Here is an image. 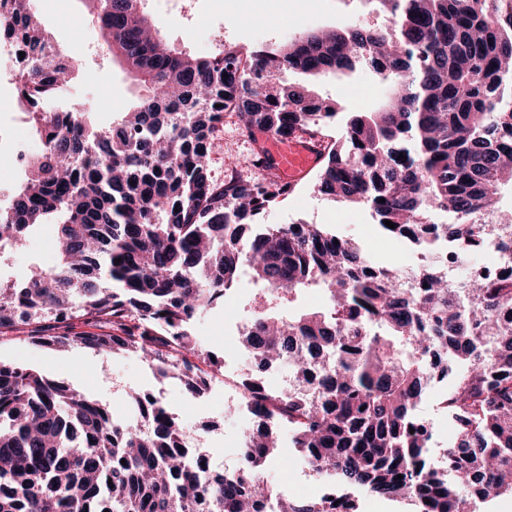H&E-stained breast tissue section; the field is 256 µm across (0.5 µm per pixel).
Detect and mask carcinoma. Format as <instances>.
Listing matches in <instances>:
<instances>
[{"label":"carcinoma","instance_id":"1","mask_svg":"<svg viewBox=\"0 0 512 512\" xmlns=\"http://www.w3.org/2000/svg\"><path fill=\"white\" fill-rule=\"evenodd\" d=\"M21 2L0 0V10L21 14L41 48L19 90L42 148L0 207V255L42 224L56 225L59 250L50 270L0 278V338L24 331L45 348L135 352L200 398L207 368L224 359L202 348L191 322L245 268L264 292L242 333L259 424L237 467L217 471L186 448L157 396L130 393L133 415L118 418L63 381L0 363V512H334L326 497L292 500L265 480L287 463L285 433L309 472L346 498L358 488L416 512H474L471 490L512 495V279L449 287L433 249L459 259L477 253L481 234L432 220L489 210L512 235V217L497 209L512 183V0H375L392 17L386 28L310 31L207 56L172 48L143 0H93L106 55L142 87L105 127L85 110L39 111L81 62ZM363 64L393 94L352 115L315 188L369 208L385 235L421 247L415 276L321 224L245 233L291 187L260 151L258 177L210 170L224 117L253 144L258 132L321 134L335 111L310 81ZM289 71L308 82L281 80ZM303 287L322 290L324 307L275 316L267 301ZM75 320L97 331L74 333ZM443 355L455 365L446 410L458 438L435 466L416 409ZM274 363L290 370L286 393L265 387Z\"/></svg>","mask_w":512,"mask_h":512}]
</instances>
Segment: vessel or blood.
I'll use <instances>...</instances> for the list:
<instances>
[{
    "label": "vessel or blood",
    "mask_w": 512,
    "mask_h": 512,
    "mask_svg": "<svg viewBox=\"0 0 512 512\" xmlns=\"http://www.w3.org/2000/svg\"><path fill=\"white\" fill-rule=\"evenodd\" d=\"M264 148L276 165L278 176L288 184H298L321 161L324 140L296 133L285 141L263 136Z\"/></svg>",
    "instance_id": "vessel-or-blood-1"
}]
</instances>
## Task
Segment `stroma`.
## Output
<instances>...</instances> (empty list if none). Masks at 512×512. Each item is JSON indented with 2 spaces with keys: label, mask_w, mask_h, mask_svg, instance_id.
I'll use <instances>...</instances> for the list:
<instances>
[{
  "label": "stroma",
  "mask_w": 512,
  "mask_h": 512,
  "mask_svg": "<svg viewBox=\"0 0 512 512\" xmlns=\"http://www.w3.org/2000/svg\"><path fill=\"white\" fill-rule=\"evenodd\" d=\"M145 3L171 43L196 53L211 51L214 38L219 36L228 43L251 47L282 41L303 29H335L350 23L383 27L388 23L387 17L372 13L364 0H145ZM40 16L54 39L81 59L80 69L64 93L66 104L94 112L102 125L110 124L118 113L127 111L139 87L117 62L104 56L103 34L98 26L84 19L80 0H47ZM314 90L322 99L338 106L336 117L324 130L330 143L335 142L350 113L377 111L390 95L389 87L366 67L316 82ZM220 136L224 151L213 158V176L224 178L230 171V161L236 159L241 162L240 172L250 175L245 160L251 146L240 136L233 118H225ZM256 221L325 225L352 239L378 263L398 271L421 263L414 246L390 241L379 233L370 209L317 194L310 179L257 216ZM54 239L52 225L34 230L9 252L10 275L20 278L33 266H53ZM256 293L249 274L240 273L223 304L204 311L194 320L192 328L201 345L227 354L226 367L218 366L211 371L212 391L199 399L191 397L178 379H156L147 362L133 353L103 355L79 345L46 349L16 333L0 339V362L23 363L43 374L65 379L116 414L126 412L130 391L144 389L159 393L184 428L199 437V450L209 453L214 465H229L237 460L236 440L244 426L241 414L229 401L236 392L237 374L250 368L241 332L250 317ZM447 389V380L433 381L418 408L420 415L435 424L431 441V453L435 456L450 447L457 435L455 424L440 407ZM282 450L292 458L293 464L286 469L268 468V479L287 489L291 498L317 496L322 483L305 475L301 452L287 438L282 441Z\"/></svg>",
  "instance_id": "obj_1"
}]
</instances>
